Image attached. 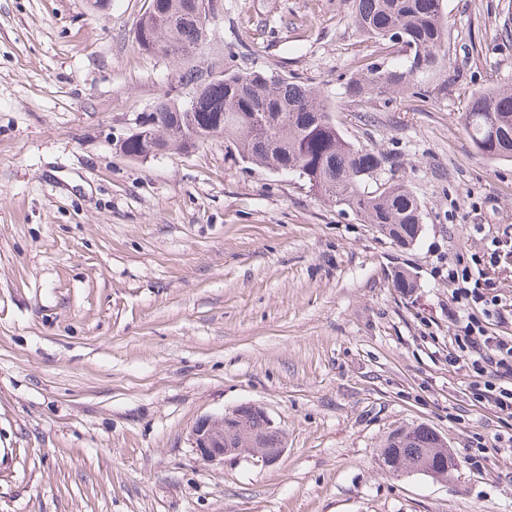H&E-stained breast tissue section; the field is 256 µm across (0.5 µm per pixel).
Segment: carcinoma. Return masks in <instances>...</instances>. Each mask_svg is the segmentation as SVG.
Instances as JSON below:
<instances>
[{
    "instance_id": "carcinoma-1",
    "label": "carcinoma",
    "mask_w": 512,
    "mask_h": 512,
    "mask_svg": "<svg viewBox=\"0 0 512 512\" xmlns=\"http://www.w3.org/2000/svg\"><path fill=\"white\" fill-rule=\"evenodd\" d=\"M206 0H150L136 41L145 51L179 58L203 39L194 14ZM352 23L367 40L397 49L396 62L371 64L346 84V95L442 92L448 89V20L443 0H352ZM153 137L129 136L125 155L138 159L151 147L189 152L222 134L242 161L298 175L321 198L351 210L401 248L417 243L421 205L402 182L380 175L394 160L347 140L321 92L261 70H232L197 90L187 104L163 98L148 113ZM461 123L476 150L490 159L512 158V84L474 92ZM392 467L428 463L448 477V449L438 433L417 425L392 434L381 449Z\"/></svg>"
}]
</instances>
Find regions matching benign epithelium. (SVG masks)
Instances as JSON below:
<instances>
[{
  "instance_id": "1",
  "label": "benign epithelium",
  "mask_w": 512,
  "mask_h": 512,
  "mask_svg": "<svg viewBox=\"0 0 512 512\" xmlns=\"http://www.w3.org/2000/svg\"><path fill=\"white\" fill-rule=\"evenodd\" d=\"M256 413L266 422L260 434L248 423V417ZM191 447L208 462L222 463L246 453L265 466L276 464L286 451L282 430L255 404L239 405L199 419L191 432Z\"/></svg>"
}]
</instances>
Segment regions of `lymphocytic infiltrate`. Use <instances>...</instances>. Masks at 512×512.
<instances>
[{
    "instance_id": "lymphocytic-infiltrate-1",
    "label": "lymphocytic infiltrate",
    "mask_w": 512,
    "mask_h": 512,
    "mask_svg": "<svg viewBox=\"0 0 512 512\" xmlns=\"http://www.w3.org/2000/svg\"><path fill=\"white\" fill-rule=\"evenodd\" d=\"M511 266L510 230L448 269L450 319L456 327L448 336V363L463 371L470 401L490 407L503 423L512 421V335L494 327L512 319V297L502 293L497 276Z\"/></svg>"
}]
</instances>
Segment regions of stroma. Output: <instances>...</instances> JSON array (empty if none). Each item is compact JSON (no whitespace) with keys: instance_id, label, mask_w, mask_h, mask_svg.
Wrapping results in <instances>:
<instances>
[{"instance_id":"1","label":"stroma","mask_w":512,"mask_h":512,"mask_svg":"<svg viewBox=\"0 0 512 512\" xmlns=\"http://www.w3.org/2000/svg\"><path fill=\"white\" fill-rule=\"evenodd\" d=\"M149 3L0 0V512H512V455L494 449L512 429L448 364V268L512 225V159L483 157L460 121L471 92L512 83V0H444L445 93L360 104L348 79L385 55L351 0H209L185 65L138 46ZM189 65L321 89L351 142L394 158L418 242L220 135L116 150L162 94L190 99ZM241 404L282 428L276 464L192 448L200 418ZM418 424L456 453L451 477L380 464Z\"/></svg>"}]
</instances>
